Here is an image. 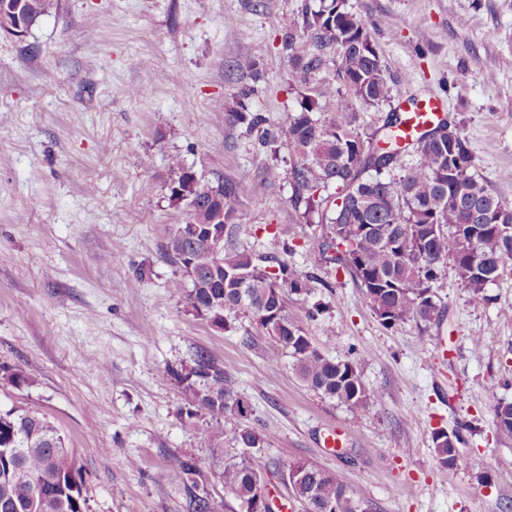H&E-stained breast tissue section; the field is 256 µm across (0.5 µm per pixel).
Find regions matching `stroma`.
I'll return each instance as SVG.
<instances>
[{
  "label": "stroma",
  "instance_id": "obj_1",
  "mask_svg": "<svg viewBox=\"0 0 512 512\" xmlns=\"http://www.w3.org/2000/svg\"><path fill=\"white\" fill-rule=\"evenodd\" d=\"M303 2L60 0L25 36L0 33V363L33 380L0 382V406L59 428L87 512H184L167 477L175 455L194 458L204 489L221 495L211 422L194 432L182 422L177 374L199 348L233 376L250 425L272 433L250 455L275 512H303L288 482L297 461L340 477L372 512H512V439L494 417L512 402V259L482 304L448 268L439 321L385 327L349 274L308 265L321 228L294 209L287 149L224 121L249 83L272 130L286 131L312 89L329 108L333 63L301 77L281 41ZM348 4L392 85L364 122L442 98L474 172L512 207V0ZM249 56L258 76L238 67ZM144 84L149 93L134 96ZM173 156L212 181L267 179V193L240 202L239 239L308 275V293L286 297L289 316L331 358L370 352L360 371L374 402L351 411L310 390L251 313L220 331L192 312L165 253L184 219L165 189ZM440 427L464 428L466 466L438 465ZM330 433L340 447H324Z\"/></svg>",
  "mask_w": 512,
  "mask_h": 512
}]
</instances>
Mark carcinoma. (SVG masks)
Here are the masks:
<instances>
[{"label": "carcinoma", "instance_id": "obj_1", "mask_svg": "<svg viewBox=\"0 0 512 512\" xmlns=\"http://www.w3.org/2000/svg\"><path fill=\"white\" fill-rule=\"evenodd\" d=\"M56 2L11 0L9 5L19 7L22 25L33 27ZM297 25L282 39L295 68L311 74L332 52L342 87L333 98L329 118L319 115L316 97H305L285 132L294 208L305 223H312L316 215L327 228L318 251L309 254V264L316 268L327 259L348 273L387 327L411 318L424 324L440 318L443 305L435 284L449 263L470 300L485 301L484 288L500 277L505 258L512 257V234L486 227L487 215L508 207L472 170V154L459 128L450 125L439 133L437 129L444 125L440 121L432 129L422 128L403 145L399 128L406 115L392 111L381 127L365 126L360 109L378 108L391 98L389 79L365 24L352 13L347 0H318L314 5L303 4ZM253 93L252 87L236 92L235 106L224 113L225 123L242 124L251 131L265 124V117L251 110ZM450 140L461 145L451 158ZM406 153L412 156L408 164L402 162ZM168 183L169 200L176 205L184 199L206 207L213 204L215 191H220L224 249L216 260L218 273L252 274L243 290L223 287V281L210 278L204 269L196 278H187L192 311L199 316L204 310L208 319L226 328L228 314L251 311L310 389L350 410L364 409L370 394L358 365L368 361L369 352L362 350L356 358L345 360L324 355L288 316L284 289L298 295L306 292L302 274L288 261L259 255L238 240L243 224L240 200L264 194L267 180L259 176L250 181L213 182L174 157ZM472 230L479 231L476 262L467 254ZM276 318L287 323L288 330L278 334L270 329L268 324ZM178 376L189 401L184 425L196 431L201 418L214 424L211 443L220 463L224 506L233 512H252L262 495L257 484L260 471L234 449L262 448L272 433L259 432L247 422L250 408L231 375L207 350H196ZM0 381L15 388L32 384L24 370L8 364H0ZM227 416L239 418L229 431L221 427ZM495 420L500 434L512 437V403L499 404ZM432 442L441 466L465 465L458 448L460 432L438 429ZM290 469L305 472L304 479L292 485L305 512H370L340 479L305 462H296ZM74 472L72 454L49 419L23 406L0 409V506L9 505L7 512H85L86 498L72 494L69 475ZM20 474L32 475V482L21 481ZM167 475L185 492V512H216L213 499L198 493L201 472L193 458L171 457Z\"/></svg>", "mask_w": 512, "mask_h": 512}]
</instances>
